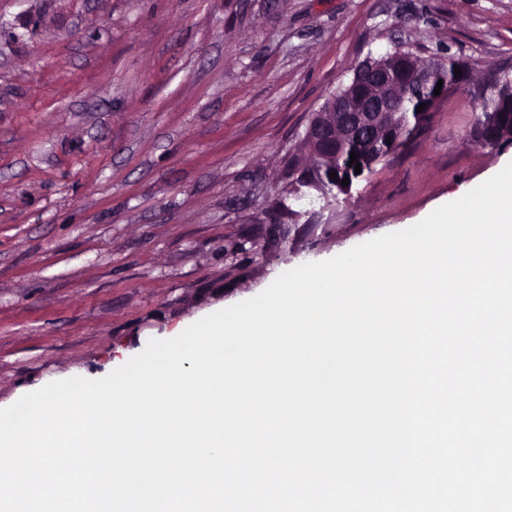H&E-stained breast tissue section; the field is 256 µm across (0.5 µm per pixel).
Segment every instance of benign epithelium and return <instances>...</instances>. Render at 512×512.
<instances>
[{
    "label": "benign epithelium",
    "instance_id": "obj_1",
    "mask_svg": "<svg viewBox=\"0 0 512 512\" xmlns=\"http://www.w3.org/2000/svg\"><path fill=\"white\" fill-rule=\"evenodd\" d=\"M462 75L448 72V66L435 58L415 59L397 47L376 59L362 62L351 81L331 94L313 114L304 142L309 147L308 165L301 170L300 182L324 195L351 193L352 183L359 178L355 169H347L349 184L333 180L325 170H336L346 161L347 149L362 144L376 160L387 156L402 134L418 130L434 108L433 95L438 81H443L440 94L470 84V72L462 62L456 63ZM422 91L426 107L423 111L402 110L412 88Z\"/></svg>",
    "mask_w": 512,
    "mask_h": 512
}]
</instances>
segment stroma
<instances>
[{"label":"stroma","mask_w":512,"mask_h":512,"mask_svg":"<svg viewBox=\"0 0 512 512\" xmlns=\"http://www.w3.org/2000/svg\"><path fill=\"white\" fill-rule=\"evenodd\" d=\"M398 46L474 81L351 196L300 186L313 112ZM490 73L512 79V0H0V408L496 175Z\"/></svg>","instance_id":"35a3bbf8"}]
</instances>
